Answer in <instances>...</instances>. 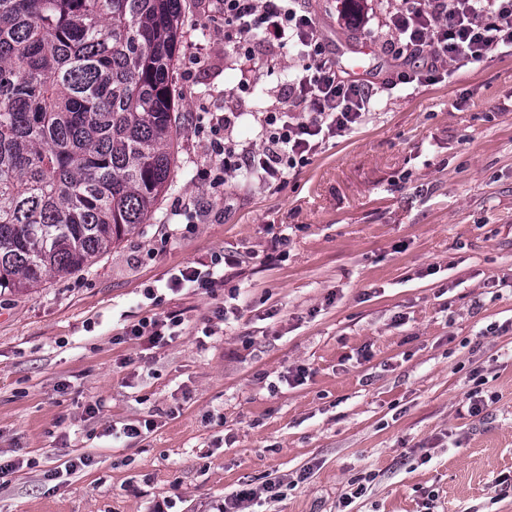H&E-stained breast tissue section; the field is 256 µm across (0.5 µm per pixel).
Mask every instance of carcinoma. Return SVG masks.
Wrapping results in <instances>:
<instances>
[{"label":"carcinoma","mask_w":512,"mask_h":512,"mask_svg":"<svg viewBox=\"0 0 512 512\" xmlns=\"http://www.w3.org/2000/svg\"><path fill=\"white\" fill-rule=\"evenodd\" d=\"M185 0H0V289L82 272L159 210Z\"/></svg>","instance_id":"carcinoma-1"}]
</instances>
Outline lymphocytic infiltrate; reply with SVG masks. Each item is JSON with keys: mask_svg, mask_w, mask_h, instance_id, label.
<instances>
[{"mask_svg": "<svg viewBox=\"0 0 512 512\" xmlns=\"http://www.w3.org/2000/svg\"><path fill=\"white\" fill-rule=\"evenodd\" d=\"M201 16L223 18L235 54L246 61L261 46L289 48L295 57L288 80L268 90L269 105L255 114L250 141L227 135L229 117L198 115L196 126L207 134L211 158L203 177L218 192L226 175L241 170L267 188L279 187L324 142L359 124L382 90L440 80L449 64L477 61L494 50L512 53V0H398L379 41L403 67L379 84L342 74L305 0H203ZM237 265L236 256L224 255L204 270L186 266L171 275L167 287L214 288L224 281L223 268ZM184 321L181 312L171 311L140 319L124 333L158 343L181 336Z\"/></svg>", "mask_w": 512, "mask_h": 512, "instance_id": "obj_1", "label": "lymphocytic infiltrate"}]
</instances>
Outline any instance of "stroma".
I'll return each mask as SVG.
<instances>
[{
  "label": "stroma",
  "instance_id": "obj_1",
  "mask_svg": "<svg viewBox=\"0 0 512 512\" xmlns=\"http://www.w3.org/2000/svg\"><path fill=\"white\" fill-rule=\"evenodd\" d=\"M188 3L174 191L89 269L0 291V459L17 465L0 512H217L271 481L282 498L249 512H425L432 495L440 512H512V54L393 89L278 189L232 175L214 194L195 113H235L249 138L282 75L239 64L223 21ZM336 5L308 2L342 69L390 76ZM220 253L240 259L223 288L167 289ZM175 310L183 336L115 338ZM476 370L497 400L473 417Z\"/></svg>",
  "mask_w": 512,
  "mask_h": 512
}]
</instances>
